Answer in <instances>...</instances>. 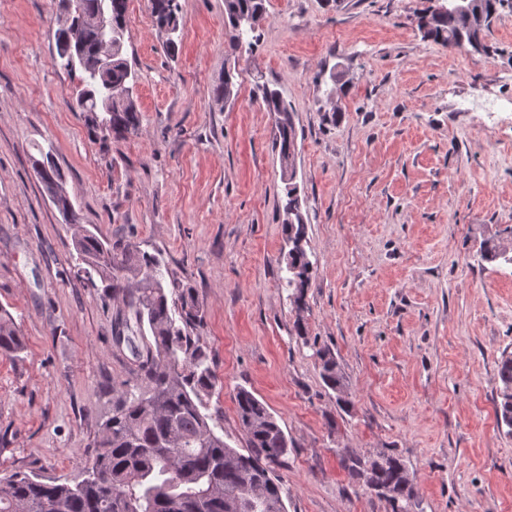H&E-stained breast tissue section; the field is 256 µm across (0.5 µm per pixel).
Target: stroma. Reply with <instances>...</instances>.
I'll use <instances>...</instances> for the list:
<instances>
[{
    "mask_svg": "<svg viewBox=\"0 0 512 512\" xmlns=\"http://www.w3.org/2000/svg\"><path fill=\"white\" fill-rule=\"evenodd\" d=\"M168 52L150 0H129L124 56L137 133L102 141L55 66L54 0H0V307L26 340L0 356V477H84L112 391L129 379L117 309L76 274L74 231L33 161L52 152L82 224L161 259L203 311L196 334L223 387L224 438L245 445L235 394L289 440L288 512H391L339 465L350 448L399 453L422 512H512V437L496 418L512 353V267L479 257L512 227V0L486 51L426 37L434 0H267L251 51L224 40V0H180ZM236 69V96L213 90ZM293 110L296 181L314 278L296 314L281 278L288 234L274 116ZM336 358L348 403L320 376Z\"/></svg>",
    "mask_w": 512,
    "mask_h": 512,
    "instance_id": "35a3bbf8",
    "label": "stroma"
}]
</instances>
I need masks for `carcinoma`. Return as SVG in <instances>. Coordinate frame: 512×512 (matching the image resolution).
Here are the masks:
<instances>
[{
    "label": "carcinoma",
    "mask_w": 512,
    "mask_h": 512,
    "mask_svg": "<svg viewBox=\"0 0 512 512\" xmlns=\"http://www.w3.org/2000/svg\"><path fill=\"white\" fill-rule=\"evenodd\" d=\"M266 0H224L228 26L224 36L239 50L252 45ZM501 0H471V12L450 10L424 15L422 28L450 48L483 40ZM72 0H56L54 64L78 75L75 104L87 128L106 141L138 131L141 115L133 96L135 72L123 57L128 0H85L82 12ZM158 26L169 38L180 30V0H151ZM112 52V66L102 58ZM263 100L275 115V148L285 176L282 224L292 248L283 285L292 290L296 311H304L313 264L296 178L292 108L277 89ZM36 173L56 208L74 226L78 272L90 284L100 279L114 300L122 301L113 321V343L131 355L130 379L113 391L112 415L101 425L88 477L71 486L15 472L0 479V512H287L282 480L273 466L288 455V436L277 419L250 390L235 399L244 448L224 441L221 415L208 413L205 398L219 378L207 351L191 331L203 323L191 289L176 281L166 286L158 258L139 243L101 239L80 223L51 154L40 153ZM487 262L512 266V228L486 240L479 252ZM25 340L11 314L0 308V355L19 356ZM321 377L344 404L346 382L328 351L318 350ZM498 424L512 435V354H502L497 374ZM340 464L349 478L368 491L387 490L391 512H412L418 505L415 475L404 459L381 450H347Z\"/></svg>",
    "instance_id": "cac0c4a2"
}]
</instances>
